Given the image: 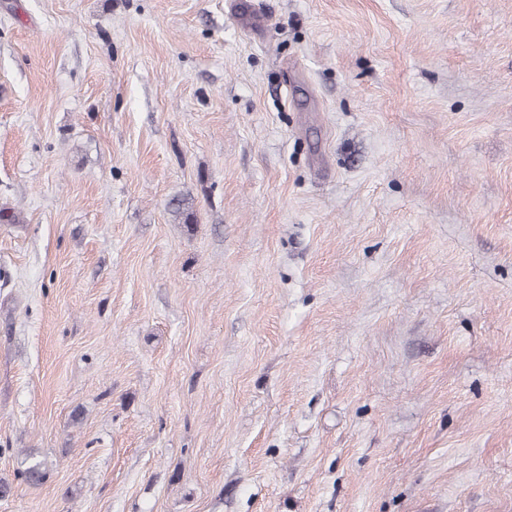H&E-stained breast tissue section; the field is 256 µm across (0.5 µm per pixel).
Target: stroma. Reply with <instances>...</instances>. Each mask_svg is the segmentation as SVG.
I'll return each instance as SVG.
<instances>
[{"mask_svg": "<svg viewBox=\"0 0 512 512\" xmlns=\"http://www.w3.org/2000/svg\"><path fill=\"white\" fill-rule=\"evenodd\" d=\"M2 205L0 512H512V0H0Z\"/></svg>", "mask_w": 512, "mask_h": 512, "instance_id": "stroma-1", "label": "stroma"}]
</instances>
